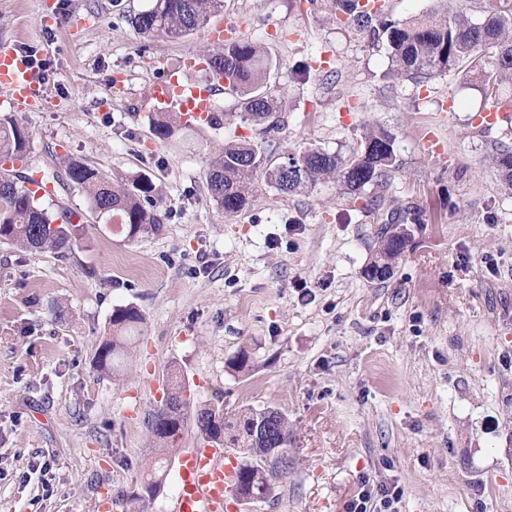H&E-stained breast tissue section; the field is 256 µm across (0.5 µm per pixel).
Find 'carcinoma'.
<instances>
[{
  "mask_svg": "<svg viewBox=\"0 0 512 512\" xmlns=\"http://www.w3.org/2000/svg\"><path fill=\"white\" fill-rule=\"evenodd\" d=\"M336 26L350 29L373 47L385 45L393 77H408L416 84L460 68L477 74L487 107L485 112L505 113L512 124V104L500 95V86L512 80V0H441L440 11L405 19H392L387 0H327ZM224 7L223 0H151L149 7L131 18L132 26L145 39H178L203 29L210 16ZM209 73L224 80V93L236 101L239 123H266V132L280 130L277 112L281 97L269 85L278 67L265 46L247 39L224 43L206 58ZM177 117L157 113L149 119L154 137L160 141L173 135ZM396 136L385 128L361 133L346 156L321 147H305L283 157L285 171L269 164L267 148L255 142L230 141L206 170L212 201L227 217L248 209L257 186L253 173L265 168L267 184L281 193H307L320 183L333 181L343 193L357 199L369 187L385 189L389 176L398 169ZM31 151L30 132L9 113L0 114V162L25 159ZM493 162L505 185L512 190V147L495 148ZM66 186L84 190L91 209L100 217L118 216L129 239L153 235L161 230V192L147 174L112 178L97 168L72 157L63 161ZM31 178L6 175L0 178V241L26 251L54 252L62 257L83 239L85 225L73 222V213L56 223L36 193L28 188ZM405 220L393 217L386 224L372 261L394 270L409 242L399 228ZM142 322L132 306L113 309L112 336L97 352L103 371L114 368L126 352L130 334ZM183 384L168 392L165 403L148 420L156 444L166 451L193 419L197 433L209 441L243 454L234 481L235 496L253 501L268 497L285 473L273 460L288 456L291 437L284 414L276 408H245L224 414V408L203 406L188 414L182 398ZM267 420L268 432L260 435L256 423ZM166 459L158 458L141 477L138 499L153 498L161 486Z\"/></svg>",
  "mask_w": 512,
  "mask_h": 512,
  "instance_id": "obj_1",
  "label": "carcinoma"
}]
</instances>
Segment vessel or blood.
Wrapping results in <instances>:
<instances>
[{"mask_svg": "<svg viewBox=\"0 0 512 512\" xmlns=\"http://www.w3.org/2000/svg\"><path fill=\"white\" fill-rule=\"evenodd\" d=\"M216 83L213 79L186 82L176 75L156 83L149 102L171 105L188 121L208 118ZM45 99L34 85L32 69L12 46L0 45V105L17 110L42 108ZM182 482L170 512H224L232 495L235 469L226 449L201 440L180 459Z\"/></svg>", "mask_w": 512, "mask_h": 512, "instance_id": "vessel-or-blood-1", "label": "vessel or blood"}]
</instances>
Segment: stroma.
Here are the masks:
<instances>
[{
    "instance_id": "1",
    "label": "stroma",
    "mask_w": 512,
    "mask_h": 512,
    "mask_svg": "<svg viewBox=\"0 0 512 512\" xmlns=\"http://www.w3.org/2000/svg\"><path fill=\"white\" fill-rule=\"evenodd\" d=\"M148 3L0 0V44L47 66L48 107L16 114L32 133L31 172L51 186L46 206L85 224L64 257L0 243V512H98L103 495L114 512H167L194 426L154 498L133 494L155 458L147 419L175 375L190 408L288 418L287 475L228 512H347L366 476L402 489L396 512H512V191L492 164L505 127L472 121L483 105L473 74L420 88L388 79L386 50L337 29L323 2L224 0L225 26L280 62L278 153L346 154L363 129L395 134L387 198L420 221L392 277L371 283L382 208L333 182L286 195L260 170L250 207L228 219L206 167L225 138L261 142L262 127L151 134L153 85L172 70L198 80L182 61L215 44L203 30L144 40L130 18ZM314 57L328 77L306 78ZM66 155L113 177L151 175L160 231L128 240L80 189L61 190ZM119 306L144 322L103 372L96 353Z\"/></svg>"
}]
</instances>
